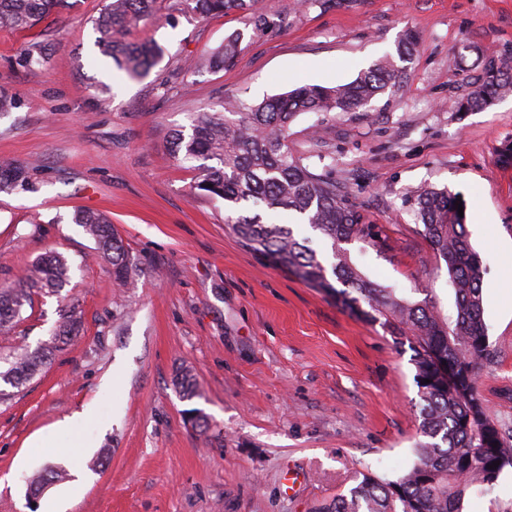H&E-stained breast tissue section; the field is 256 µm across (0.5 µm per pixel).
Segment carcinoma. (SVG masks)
<instances>
[{
  "label": "carcinoma",
  "instance_id": "obj_1",
  "mask_svg": "<svg viewBox=\"0 0 512 512\" xmlns=\"http://www.w3.org/2000/svg\"><path fill=\"white\" fill-rule=\"evenodd\" d=\"M200 17L237 13L262 36L273 22L260 11L258 0H180ZM66 0H0V28L23 30L65 6ZM157 0H106L93 19L96 46L112 58L130 78L147 74L161 59L152 42L129 43L127 32L153 16ZM243 35L234 31L219 47L197 60L201 69H228L242 51ZM416 34L409 31L397 47V57L387 55L354 80L332 87L303 84L260 102L230 99L220 108H200L193 113L191 132L176 129L171 135L175 157L215 160L203 165L194 189L224 200V223L258 259L287 271L311 288L336 296L349 312L372 325H380L396 347L409 346L419 388V431L415 460L395 479L363 473L354 477L347 493L315 512H462L473 491L493 486L512 468V436L486 412L476 378L492 360L484 320L483 273L478 252L470 242L467 217L455 203L464 198L447 187L433 186L410 192L415 220L435 257L444 262L454 290L455 311L441 315L424 298L413 300L396 289L371 280L352 262L347 245L360 239L379 246L367 215L336 182L333 173L316 172L296 156L289 145V128L303 113L321 115L359 112L390 88L400 87ZM45 46L31 44L20 55L25 68L47 62ZM480 67L475 86L459 99L457 111L477 112L512 95V62L490 52L477 56ZM33 187L30 165L0 162V193L28 191ZM287 211L317 231L329 246L330 257L313 251L294 237L285 224L264 220L262 213ZM74 223L82 226L98 245L100 257L118 285L127 282L133 262L109 219L98 212L78 211ZM70 282L67 258L56 251L43 255L25 279L0 286V330L11 327L34 291L59 292ZM80 323L73 313L58 324L51 338L34 349L22 348L5 359L8 368L0 380L17 387L49 363L53 353L73 341ZM174 385L182 398L197 396L192 376L176 375ZM499 465L493 469V462ZM65 472L49 464L30 481L34 494Z\"/></svg>",
  "mask_w": 512,
  "mask_h": 512
}]
</instances>
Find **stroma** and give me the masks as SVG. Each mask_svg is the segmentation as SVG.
Instances as JSON below:
<instances>
[{
    "label": "stroma",
    "instance_id": "obj_1",
    "mask_svg": "<svg viewBox=\"0 0 512 512\" xmlns=\"http://www.w3.org/2000/svg\"><path fill=\"white\" fill-rule=\"evenodd\" d=\"M103 3L68 0L31 31L0 29V86L18 100L0 116V161L37 165L33 191L0 194V284L50 250L72 265L62 297L34 295L0 333V353L38 346L66 311L82 321L80 336L0 402V476L12 477L0 512H313L360 472L393 478L412 465L419 397L409 347L262 265L225 226L223 200L195 190L198 161L177 160L168 142L199 106L350 82L395 53L407 29L417 44L399 91L364 112L299 115L290 144L310 165L331 166L369 216L381 245L351 242L357 267L408 297L431 289L444 315L455 304L447 270L405 194L433 185L465 198L494 353L479 391L488 414L512 427V167L497 161L512 141V96L456 109L479 73L478 51L512 57V0H350L309 11L260 0L277 29L245 39L234 67L202 73L196 59L244 19H202L161 0L130 35L163 51L136 80L95 46L91 20ZM32 42L50 56L30 70L18 59ZM101 83L109 95L96 96ZM84 209L107 215L123 238L133 261L125 287L73 223ZM184 367L197 387L190 401L174 386ZM86 408L75 433L58 430ZM193 409L207 431L191 425ZM49 462L67 477L31 499L27 479ZM87 470L92 480L77 482ZM464 512H512V468L471 493Z\"/></svg>",
    "mask_w": 512,
    "mask_h": 512
}]
</instances>
